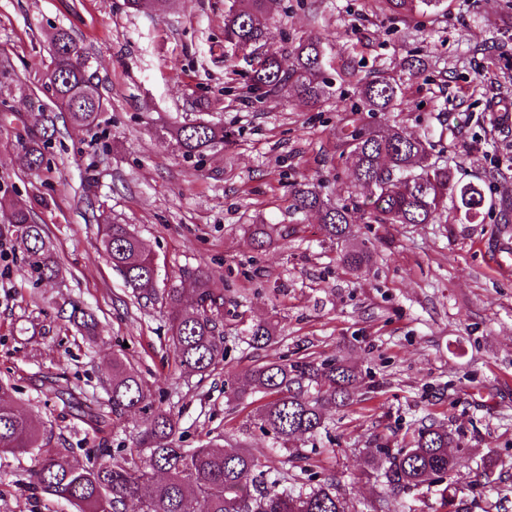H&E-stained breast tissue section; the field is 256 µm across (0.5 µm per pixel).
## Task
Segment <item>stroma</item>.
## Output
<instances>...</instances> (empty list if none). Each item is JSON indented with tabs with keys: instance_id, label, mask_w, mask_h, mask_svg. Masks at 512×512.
Listing matches in <instances>:
<instances>
[{
	"instance_id": "35a3bbf8",
	"label": "stroma",
	"mask_w": 512,
	"mask_h": 512,
	"mask_svg": "<svg viewBox=\"0 0 512 512\" xmlns=\"http://www.w3.org/2000/svg\"><path fill=\"white\" fill-rule=\"evenodd\" d=\"M229 0H174L164 15L124 0H0V64L10 73V112L0 111V378L16 407L77 464L104 448L138 453L139 419L112 425L109 378L121 353L180 419V446L221 441L249 449L278 489L303 470L335 479L349 512H443L437 489L394 497L369 474L377 448L404 446L437 423L461 449L450 493L469 512L505 500L512 512V277L493 272L478 240L512 221V0H445L427 15L399 17L379 0H270V49L284 64L309 38L325 49L331 85L320 107L295 94L258 99L224 41ZM72 33L108 102L99 126L57 120L41 170L21 144L37 128L25 104L52 66V37ZM425 68L405 77L399 112H367L356 84L375 69ZM203 119L222 126L224 146L184 160L167 130ZM399 126L428 135L434 157L482 189L488 208L465 220L448 198L441 223L378 224L357 183L344 140L352 130ZM316 188L346 206L354 240L372 251L355 273L339 261L316 214L294 211L293 191ZM38 197L62 273L32 277L16 245V198ZM131 225L155 256L158 291L200 275L224 295L223 365L208 379L181 368L168 341L162 299L133 296L108 262L97 221ZM270 224L255 248L250 228ZM89 309L88 340L63 312ZM275 338L253 348L256 321ZM345 359L359 374L353 401L298 441V456L259 429L270 394L228 400L224 381L269 361ZM492 462L496 482L479 476ZM28 456L0 453V512H75L27 485Z\"/></svg>"
}]
</instances>
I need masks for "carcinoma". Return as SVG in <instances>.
Instances as JSON below:
<instances>
[{"mask_svg": "<svg viewBox=\"0 0 512 512\" xmlns=\"http://www.w3.org/2000/svg\"><path fill=\"white\" fill-rule=\"evenodd\" d=\"M385 9L399 16L426 14L438 10L443 0H381ZM268 0H232L224 17V41L236 48L248 46L251 61L246 75L250 87L267 92L294 88L315 107L329 94L324 78V48L309 40L295 48L292 68H283L278 56L267 49L269 39ZM54 41L62 50L58 74L47 88L55 98L74 105L69 121L79 127H97L107 102L86 81V68L67 61L68 51L81 54L72 36L59 31ZM357 93L369 112H392L401 105V83L396 75L381 69L358 80ZM42 135L28 141L25 155L29 166L41 168L55 138V118L37 107L31 113ZM186 159L199 158L224 145V128L208 122L183 123L169 129ZM350 166L355 180L369 191L371 214L379 224H435L445 209L448 193H456L465 216H475L484 204L477 185L456 180L455 170L431 161L429 140L407 134L399 127L352 131L349 134ZM293 207L314 211L333 240L352 237L351 215L344 207L324 200L315 188L295 190ZM16 244L28 260L32 276L55 279L61 266L50 246L44 225L34 220L32 202L19 199L13 209ZM104 252L125 286L138 299L156 296L154 258L127 224L98 225ZM371 255L364 247L351 246L341 252V264L361 272ZM170 340L177 363L205 378L224 362V324L220 309L224 295L210 288L200 276L192 287L177 285L164 292ZM68 321L85 335H96L97 323L91 312L71 305ZM252 343L262 346L275 335V327L264 321L249 330ZM356 372L341 359L316 362H269L241 377L226 381L227 393L240 400L247 391L264 390L274 399L257 415L260 429L271 432L283 449L303 437H314L325 427L326 412L349 405ZM112 421L120 422L134 413L141 428L135 437L138 458L131 461L101 462L90 467L74 463L66 448H53L25 415L13 405V387L0 379V452L30 456L29 482L44 493L76 508V512H128L131 503L140 512H347L336 494L332 479L308 488L280 492L264 485L259 460L248 450L209 443L198 448L174 444L179 421L162 406L146 382L127 367L120 357L112 360ZM458 439L447 429L431 424L413 433L401 448H383L369 468L381 470L392 492L444 483L455 469L449 449Z\"/></svg>", "mask_w": 512, "mask_h": 512, "instance_id": "carcinoma-1", "label": "carcinoma"}]
</instances>
